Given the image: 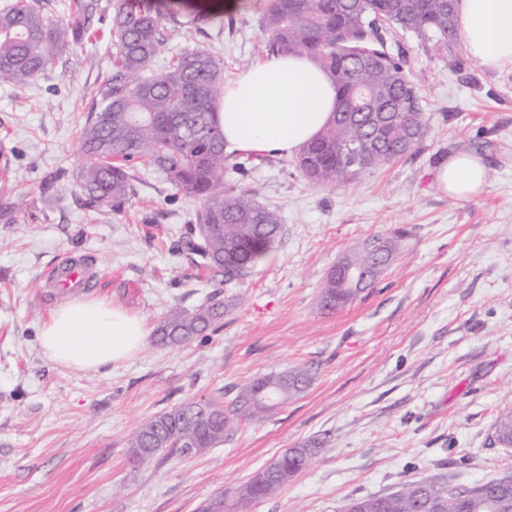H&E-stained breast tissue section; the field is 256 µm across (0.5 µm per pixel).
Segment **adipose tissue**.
<instances>
[{"instance_id": "ef3b65f1", "label": "adipose tissue", "mask_w": 512, "mask_h": 512, "mask_svg": "<svg viewBox=\"0 0 512 512\" xmlns=\"http://www.w3.org/2000/svg\"><path fill=\"white\" fill-rule=\"evenodd\" d=\"M458 24L464 44L482 66L512 69V0H460ZM336 101L334 84L312 59L271 56L225 82L218 119L228 149L289 157L322 132ZM436 178L440 189L459 200L487 186L481 159L466 152L449 155ZM149 334L143 318L87 298L53 311L40 340L51 360L96 371L133 358Z\"/></svg>"}]
</instances>
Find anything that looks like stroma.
I'll return each mask as SVG.
<instances>
[{
	"label": "stroma",
	"mask_w": 512,
	"mask_h": 512,
	"mask_svg": "<svg viewBox=\"0 0 512 512\" xmlns=\"http://www.w3.org/2000/svg\"><path fill=\"white\" fill-rule=\"evenodd\" d=\"M111 0L23 85L0 86V512H198L283 450L321 440L322 452L253 512H341L351 497L390 493L412 479L463 484L512 473V448L488 441L512 407V69L481 66L459 48L449 68L408 33L393 36L420 89L429 131L406 156L343 186L317 188L292 158L238 153L244 188L282 215L281 243L243 280L220 282L177 255L195 199L137 169L121 208L90 204L76 175L81 129L112 74ZM218 22L167 31L159 56L214 52L225 79L265 59L257 0ZM457 152L488 174L469 200L448 196L436 170ZM393 238L390 267L354 301L322 311L328 271L360 242ZM68 251L98 270L92 297L156 327L168 307L195 310L209 295L224 318L193 342L146 341L131 360L96 371L52 361L40 345L50 313L70 301L46 269ZM310 368L298 399L239 423L196 456L136 465L128 440L145 420L200 397L232 399L271 372Z\"/></svg>",
	"instance_id": "stroma-1"
}]
</instances>
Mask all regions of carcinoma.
<instances>
[{
	"label": "carcinoma",
	"instance_id": "carcinoma-1",
	"mask_svg": "<svg viewBox=\"0 0 512 512\" xmlns=\"http://www.w3.org/2000/svg\"><path fill=\"white\" fill-rule=\"evenodd\" d=\"M97 0H78L73 21L51 24L31 0L0 5V84H27L49 70L74 29L88 22ZM262 19L271 54L305 55L316 62L337 90V101L375 100L370 112H334L320 136L302 146L294 160L305 179L334 187L401 158L428 132L419 88L400 53L386 39L387 28L412 34L452 64L457 61L456 16L447 0H265ZM175 30L198 29L210 17L194 11L191 0H112V76L100 90L99 111L81 133L84 157L77 184L91 204L118 208L133 192V163L162 173L177 190L200 200L186 252L231 283L247 277L283 237L279 209L257 202L250 191L224 187L231 163L218 122L224 75L209 50L193 47L155 71L153 62L165 41L164 23ZM345 41V54L336 52ZM360 144L370 153L358 166L346 160ZM377 250L358 246L346 263L366 273L369 283L391 265L395 244L375 238ZM361 291L345 283V273L330 270L319 306L335 310ZM224 317V302L213 300L189 312L175 307L159 321L156 342H192ZM312 375L304 368L269 372L242 386L229 402L209 397L191 400L152 417L130 438L135 464L160 454L199 455L224 442L238 421L260 418L300 396ZM490 440L512 447V408L499 413ZM319 448L313 443L289 448L246 482L214 497L203 512H251L253 502L273 496L306 469ZM512 512V488L496 477L461 494L445 477L416 479L381 495L348 499L341 512Z\"/></svg>",
	"mask_w": 512,
	"mask_h": 512
}]
</instances>
